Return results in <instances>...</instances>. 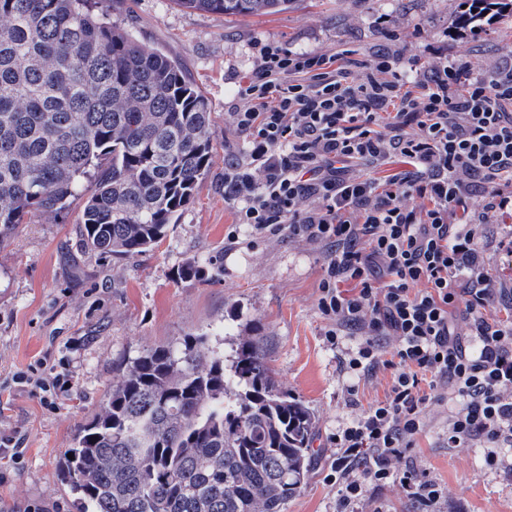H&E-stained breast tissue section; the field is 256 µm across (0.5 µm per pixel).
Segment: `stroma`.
<instances>
[{"label":"stroma","instance_id":"obj_1","mask_svg":"<svg viewBox=\"0 0 512 512\" xmlns=\"http://www.w3.org/2000/svg\"><path fill=\"white\" fill-rule=\"evenodd\" d=\"M463 0H292L271 15L232 17L186 10L174 0H114L112 15L142 42L180 62L211 104L215 156L196 199L153 251L117 259L79 246L78 206L57 223L20 225L0 249V429L17 430L20 461L0 457V512H76L61 477L62 455L97 409L123 361L147 348L207 335L233 355L259 337L275 379L313 411L311 471L283 512H336V488L325 479L336 429L383 399L391 374L357 383L356 397L341 360L344 348L325 338L317 308L322 251L285 237L251 234L224 201V156L235 136L227 112L239 79L253 63L254 42L292 49L361 52L379 47L381 20L417 31L420 52H469L485 66L512 48V20L461 30ZM237 242H229V232ZM224 256L220 280L182 282L176 268L189 257ZM44 358L75 383L56 408L14 387L13 374ZM448 409L432 410L409 453L449 488L435 512H512V473L490 470L478 448L442 439Z\"/></svg>","mask_w":512,"mask_h":512}]
</instances>
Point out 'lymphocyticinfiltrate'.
Masks as SVG:
<instances>
[{
	"mask_svg": "<svg viewBox=\"0 0 512 512\" xmlns=\"http://www.w3.org/2000/svg\"><path fill=\"white\" fill-rule=\"evenodd\" d=\"M380 34L389 47L358 57L256 42L228 114L241 147L224 200L255 233L323 247L328 342L354 337L343 366L357 380L392 372L336 434V512L395 483L431 512L448 489L408 450L432 404L448 406L449 447L482 449L491 469L512 452V279L489 255L512 216V54L425 63ZM393 157L406 170L370 176Z\"/></svg>",
	"mask_w": 512,
	"mask_h": 512,
	"instance_id": "obj_1",
	"label": "lymphocytic infiltrate"
}]
</instances>
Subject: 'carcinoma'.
<instances>
[{"label": "carcinoma", "instance_id": "cac0c4a2", "mask_svg": "<svg viewBox=\"0 0 512 512\" xmlns=\"http://www.w3.org/2000/svg\"><path fill=\"white\" fill-rule=\"evenodd\" d=\"M290 0H174L224 16ZM112 0H0V248L21 224L80 204V247L133 257L166 238L213 161L210 102ZM506 0H471L479 26ZM224 272L189 258L180 281ZM314 413L272 376L261 341L207 337L142 351L65 450L79 512H282L305 483Z\"/></svg>", "mask_w": 512, "mask_h": 512}]
</instances>
